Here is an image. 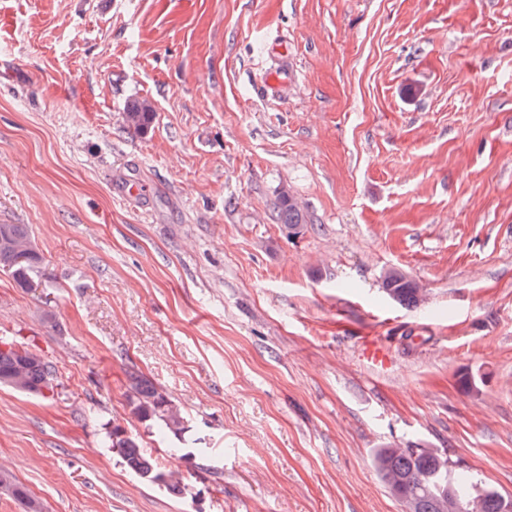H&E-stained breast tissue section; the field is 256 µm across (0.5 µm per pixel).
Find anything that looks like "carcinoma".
I'll use <instances>...</instances> for the list:
<instances>
[{"label":"carcinoma","mask_w":512,"mask_h":512,"mask_svg":"<svg viewBox=\"0 0 512 512\" xmlns=\"http://www.w3.org/2000/svg\"><path fill=\"white\" fill-rule=\"evenodd\" d=\"M154 113L145 103L132 104L125 113L129 129L137 134L147 132ZM277 219L290 234H298L308 223L307 213L293 195L281 193L276 203ZM42 257L35 249L24 224H0V271L10 274L21 286H29ZM384 290L401 305L417 307L422 301L418 284L398 271L384 277ZM57 380L56 365L41 353L0 339V385L15 391L48 397L54 392ZM129 407L132 414L163 437L182 440L187 432V420L181 409L158 390L149 379L132 374L128 383ZM109 447L127 468L147 482L163 484L178 495L186 491L181 481L165 470L158 457L143 447L139 438L121 426L112 427ZM375 465L389 490L401 499L411 512H451L449 505L456 501L471 503L470 512H502L504 495L478 482L466 470H456L448 457L437 449L379 448ZM0 484L18 503L22 512H42L41 503L28 490L9 477L0 475Z\"/></svg>","instance_id":"obj_1"}]
</instances>
